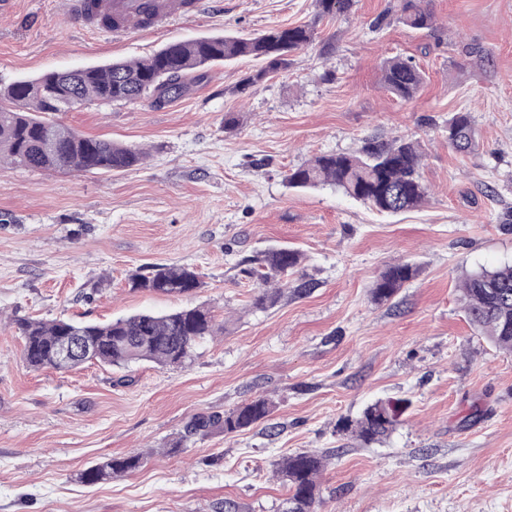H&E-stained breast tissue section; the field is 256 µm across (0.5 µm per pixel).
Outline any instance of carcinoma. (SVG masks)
<instances>
[{"instance_id": "cac0c4a2", "label": "carcinoma", "mask_w": 512, "mask_h": 512, "mask_svg": "<svg viewBox=\"0 0 512 512\" xmlns=\"http://www.w3.org/2000/svg\"><path fill=\"white\" fill-rule=\"evenodd\" d=\"M357 0H315V18L334 19L349 15ZM397 20L414 30H433L435 16L429 0H398ZM314 26L275 25L249 38L217 36L173 41L145 60H114L107 65L74 70L49 71L34 79L17 80L0 88V162L30 170H69L108 173L141 165L147 153L133 146L118 145L102 137L86 136L54 120L87 103L110 100L114 104L136 103L148 97L147 90L159 79L181 86L187 77L202 78L206 68L244 56L261 59L265 65L247 74L236 91L247 93L270 75L290 67L294 54L312 43ZM387 91L401 101L419 93L423 76L411 58L395 57L382 68ZM448 142L459 151L476 145V132L468 112H456L446 126ZM421 151L413 139L369 140L355 155L323 154L289 171L288 186L316 188L330 185L381 213H400L420 207L427 188L422 182ZM250 274L259 279L253 306L265 309L292 292L305 295L311 281L292 279L300 254L287 247L268 249L256 256ZM418 274L408 262L396 263L381 273L372 288L373 299L384 303L395 297ZM202 286L198 272L186 267L154 265L139 277L135 287L148 293L183 296ZM470 325L497 346L512 350V265L468 275L460 288ZM23 336V358L33 370L67 371L85 364L81 358L61 359L57 344L80 336L94 346L93 364L126 368L152 362L179 367L192 360L197 345L215 333L212 312L201 306L155 314L140 312L107 324L70 319L17 321ZM272 403L257 396L222 414L199 415L186 426L184 439L215 432L238 433L269 419ZM400 404L378 400L348 424L365 443L386 437L398 424ZM144 462L139 453L115 456L89 467L83 473L88 484L114 475L133 472ZM324 467L318 453L301 452L285 457L278 471L288 486L284 512H317V478Z\"/></svg>"}]
</instances>
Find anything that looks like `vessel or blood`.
Instances as JSON below:
<instances>
[{
	"label": "vessel or blood",
	"mask_w": 512,
	"mask_h": 512,
	"mask_svg": "<svg viewBox=\"0 0 512 512\" xmlns=\"http://www.w3.org/2000/svg\"><path fill=\"white\" fill-rule=\"evenodd\" d=\"M210 6L211 0H64L63 12L86 28L115 18L128 33L144 24L158 29L180 14L202 13Z\"/></svg>",
	"instance_id": "vessel-or-blood-1"
}]
</instances>
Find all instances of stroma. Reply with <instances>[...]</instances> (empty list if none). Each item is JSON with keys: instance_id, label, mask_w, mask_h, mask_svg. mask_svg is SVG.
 Returning <instances> with one entry per match:
<instances>
[{"instance_id": "obj_1", "label": "stroma", "mask_w": 512, "mask_h": 512, "mask_svg": "<svg viewBox=\"0 0 512 512\" xmlns=\"http://www.w3.org/2000/svg\"><path fill=\"white\" fill-rule=\"evenodd\" d=\"M397 0H358L315 22L314 0H222L163 28L77 29L62 0H11L0 12V84L117 59L171 41L316 26L288 70L237 93L246 57L188 80L161 105L89 104L56 118L147 151L108 174L0 166V512H281L286 455H325L318 512H512V352L467 322L463 277L512 264V0H431L437 28L396 20ZM381 29H373L377 16ZM332 40L324 57L318 44ZM403 56L424 84L392 97L382 64ZM469 111L477 145L444 126ZM239 116L234 133L224 115ZM419 141L422 207L385 215L336 188L288 187L289 169L370 138ZM298 249L309 294L253 308L250 261ZM421 272L377 303L379 274ZM190 266L191 295L132 281ZM202 306L218 330L183 367L30 369L18 318L110 321ZM268 423L183 440L190 418L255 396ZM408 400L395 430L363 444L344 425L376 400ZM176 454H169L173 444ZM145 453L143 467L91 486L99 461Z\"/></svg>"}]
</instances>
